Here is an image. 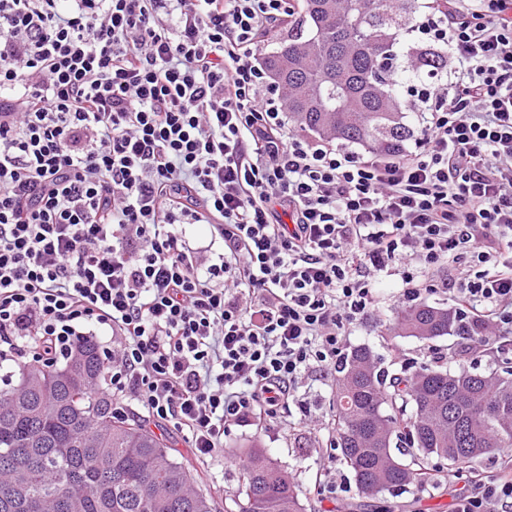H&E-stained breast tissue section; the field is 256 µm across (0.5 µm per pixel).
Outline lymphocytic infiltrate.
Returning a JSON list of instances; mask_svg holds the SVG:
<instances>
[{
    "label": "lymphocytic infiltrate",
    "mask_w": 512,
    "mask_h": 512,
    "mask_svg": "<svg viewBox=\"0 0 512 512\" xmlns=\"http://www.w3.org/2000/svg\"><path fill=\"white\" fill-rule=\"evenodd\" d=\"M446 3L450 75L389 157L291 128L256 63L289 0H0V363L102 333L103 395L206 459L336 372L374 273L403 304L444 274L512 345V0ZM454 512H512V455Z\"/></svg>",
    "instance_id": "1"
}]
</instances>
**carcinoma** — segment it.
Returning a JSON list of instances; mask_svg holds the SVG:
<instances>
[{
    "mask_svg": "<svg viewBox=\"0 0 512 512\" xmlns=\"http://www.w3.org/2000/svg\"><path fill=\"white\" fill-rule=\"evenodd\" d=\"M418 0H302L298 22L263 58L288 120L345 146L399 156L414 137L398 78L448 64L442 51L402 52ZM331 74L329 89L319 77ZM405 336L494 339L453 310L416 303ZM99 345L84 340L63 363L15 364L0 385V512H218L167 440L133 414L112 410ZM336 451L359 495L398 499L432 484L436 468L476 465L512 448V369L486 375L427 365L390 374L369 347L348 352L335 381ZM410 456L407 461L404 456ZM239 512H306L276 460L252 448Z\"/></svg>",
    "mask_w": 512,
    "mask_h": 512,
    "instance_id": "carcinoma-1",
    "label": "carcinoma"
}]
</instances>
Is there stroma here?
I'll return each mask as SVG.
<instances>
[{
    "label": "stroma",
    "instance_id": "1",
    "mask_svg": "<svg viewBox=\"0 0 512 512\" xmlns=\"http://www.w3.org/2000/svg\"><path fill=\"white\" fill-rule=\"evenodd\" d=\"M401 287L399 276L381 274L376 281L379 303L375 311L346 330L349 346L366 345L383 360L384 368L392 372L406 369L412 361L435 363L436 366L454 371L466 366L480 373H489L498 367L497 353H478L466 360L460 354L465 342L461 336H445L426 343L413 337L394 334L392 327L401 307L394 301ZM334 378L306 380L302 392L311 415L316 421V434H306L299 423V410L287 415L285 425L261 431L253 426H235L224 438V449L211 459L196 456L180 431L166 426L162 432L170 448L176 450L190 464L197 483L209 490L220 505L229 506L242 500L243 470L238 463L245 458L251 444H258L277 460L298 484L307 512H382L376 501L359 497L355 492L346 493L342 501L321 499L316 483L326 457V445L334 434ZM496 457H489L475 468L463 471L462 479L443 485L437 490H427L418 498L410 499L406 512H453L455 499L473 485L474 474L488 475L495 472Z\"/></svg>",
    "mask_w": 512,
    "mask_h": 512
}]
</instances>
